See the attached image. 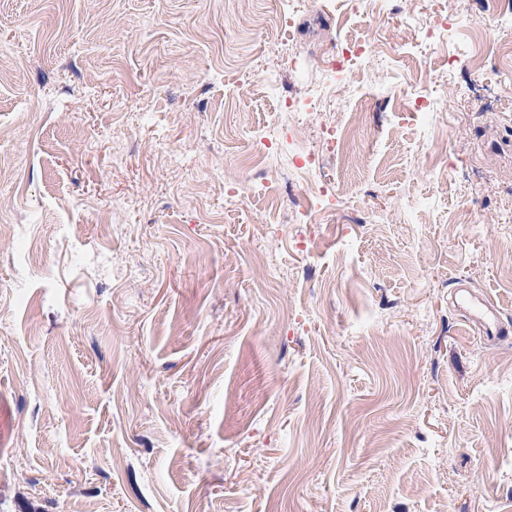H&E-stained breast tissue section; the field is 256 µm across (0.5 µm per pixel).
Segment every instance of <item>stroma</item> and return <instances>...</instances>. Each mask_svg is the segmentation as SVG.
Returning a JSON list of instances; mask_svg holds the SVG:
<instances>
[{"label": "stroma", "instance_id": "1", "mask_svg": "<svg viewBox=\"0 0 512 512\" xmlns=\"http://www.w3.org/2000/svg\"><path fill=\"white\" fill-rule=\"evenodd\" d=\"M200 507L512 512V27L480 0H0V512Z\"/></svg>", "mask_w": 512, "mask_h": 512}]
</instances>
